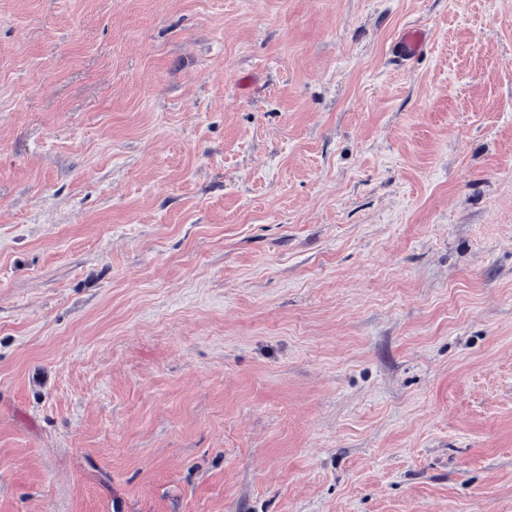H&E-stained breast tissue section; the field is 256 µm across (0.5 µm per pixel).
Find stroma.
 <instances>
[{"label":"stroma","instance_id":"35a3bbf8","mask_svg":"<svg viewBox=\"0 0 512 512\" xmlns=\"http://www.w3.org/2000/svg\"><path fill=\"white\" fill-rule=\"evenodd\" d=\"M0 512H512V0H0Z\"/></svg>","mask_w":512,"mask_h":512}]
</instances>
